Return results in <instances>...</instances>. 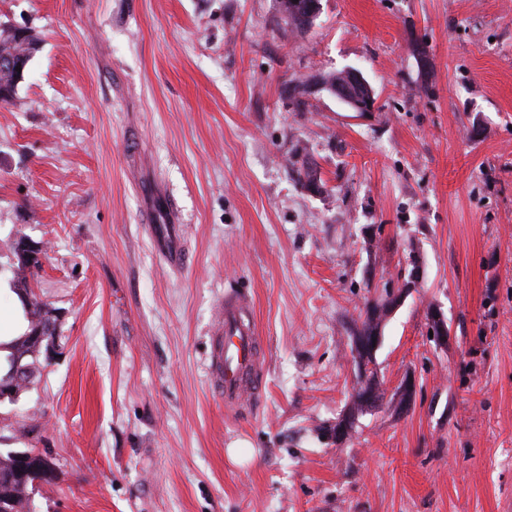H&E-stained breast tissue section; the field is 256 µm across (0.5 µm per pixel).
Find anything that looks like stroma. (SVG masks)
<instances>
[{
    "label": "stroma",
    "instance_id": "stroma-1",
    "mask_svg": "<svg viewBox=\"0 0 512 512\" xmlns=\"http://www.w3.org/2000/svg\"><path fill=\"white\" fill-rule=\"evenodd\" d=\"M0 24L39 40L0 108V280L18 239L43 245L33 289L57 317L55 358L0 402V448L51 458L39 512H512V0H322L308 32L276 0H0ZM348 67L375 111L288 93ZM147 180L186 267L141 220ZM411 251L423 277L376 354L389 397L327 444L350 322ZM235 297L262 391L228 406L205 364Z\"/></svg>",
    "mask_w": 512,
    "mask_h": 512
}]
</instances>
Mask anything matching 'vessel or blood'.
<instances>
[{
	"label": "vessel or blood",
	"instance_id": "b4317fda",
	"mask_svg": "<svg viewBox=\"0 0 512 512\" xmlns=\"http://www.w3.org/2000/svg\"><path fill=\"white\" fill-rule=\"evenodd\" d=\"M155 242L167 262L173 266L186 265L185 252L172 208L151 210L146 215ZM246 303L240 299L227 300L218 307L217 327L210 339L208 377L213 391L225 402L239 401L244 392L258 393L262 377L258 363L257 332L245 317Z\"/></svg>",
	"mask_w": 512,
	"mask_h": 512
}]
</instances>
